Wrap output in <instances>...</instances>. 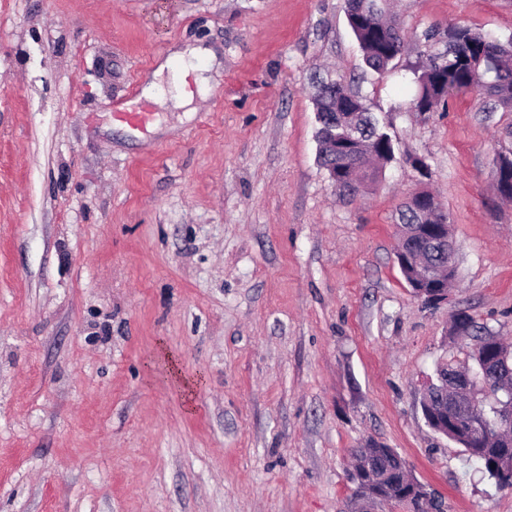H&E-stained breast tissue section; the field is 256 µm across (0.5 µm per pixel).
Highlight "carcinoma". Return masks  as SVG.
I'll return each mask as SVG.
<instances>
[{
  "mask_svg": "<svg viewBox=\"0 0 512 512\" xmlns=\"http://www.w3.org/2000/svg\"><path fill=\"white\" fill-rule=\"evenodd\" d=\"M348 26L356 38L365 65L383 76L392 68L404 48V33L401 24L389 16L388 0H345ZM426 41L432 39L442 48L427 55L426 61L410 66L415 93L412 107L417 112H432L440 104L457 93L477 90L488 98L485 111L497 107L512 108V36L502 41L474 31L468 26L451 25L443 32L427 31L422 34ZM314 88L313 101L316 106L319 128L317 139L318 158L321 167L336 189L344 195L355 197L361 187L380 173V168L369 160L373 156L387 164L395 159L396 142L384 119L372 112L359 92L350 86L332 79L310 77ZM357 120L360 131L368 134L374 145H363L349 151L333 150L327 142L334 128L342 121ZM437 218L433 210L417 213L406 207L401 212L402 235L420 246L415 225L427 224ZM482 335L472 353L475 368L483 370L477 393L484 395L479 400V410L463 414L448 422V439L464 448L468 457L496 480L499 487H512V456L494 453L498 447L495 440L494 421L497 407L493 399L497 391L508 384L512 377L503 379V372L512 366V349L492 337L491 331L478 327ZM452 365L442 362L436 366L434 378L429 380L421 399V410L427 425L435 427L434 412L439 397L448 392V397L457 392L448 389L445 373ZM356 469L370 471L373 484L383 500L400 498V471L379 448H359Z\"/></svg>",
  "mask_w": 512,
  "mask_h": 512,
  "instance_id": "1",
  "label": "carcinoma"
}]
</instances>
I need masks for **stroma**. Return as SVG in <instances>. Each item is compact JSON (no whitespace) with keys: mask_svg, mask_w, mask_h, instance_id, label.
Segmentation results:
<instances>
[{"mask_svg":"<svg viewBox=\"0 0 512 512\" xmlns=\"http://www.w3.org/2000/svg\"><path fill=\"white\" fill-rule=\"evenodd\" d=\"M393 75L343 0H0V512H345L352 449H395L442 512H512L420 407L472 366L461 312L512 343V110L409 108L423 32L512 35V0H394ZM214 91L147 74L174 48ZM357 88L396 161L354 200L318 163L307 77ZM148 111L132 126L121 112ZM434 192L447 300L414 296L397 211ZM190 56H206L212 55V52L209 49L203 48L201 46L188 47L181 53H176L174 57H169L165 59L163 62L159 63L157 68L154 70L151 79H149L142 88L143 95L151 94L156 87V79L160 77L164 71L167 69H174L173 66V58H182L184 55ZM452 367L453 365L447 362H442L436 366L434 379L431 377L429 380V384L425 387V391L421 399V410L423 416L427 425L432 430L435 427V417L433 412L438 411L437 404L440 399L439 397L444 391H446V389H448L449 380L445 379V373L449 374ZM455 395H457V392L448 389V399Z\"/></svg>","mask_w":512,"mask_h":512,"instance_id":"1","label":"stroma"}]
</instances>
